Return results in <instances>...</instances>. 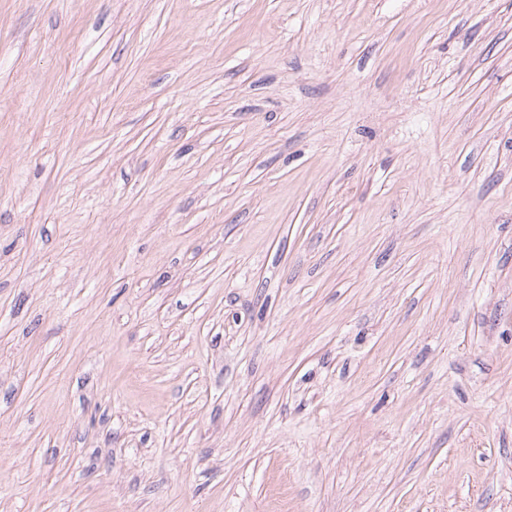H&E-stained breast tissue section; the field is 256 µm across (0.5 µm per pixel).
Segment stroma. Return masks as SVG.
<instances>
[{
	"label": "stroma",
	"instance_id": "stroma-1",
	"mask_svg": "<svg viewBox=\"0 0 512 512\" xmlns=\"http://www.w3.org/2000/svg\"><path fill=\"white\" fill-rule=\"evenodd\" d=\"M0 512H512V0H0Z\"/></svg>",
	"mask_w": 512,
	"mask_h": 512
}]
</instances>
